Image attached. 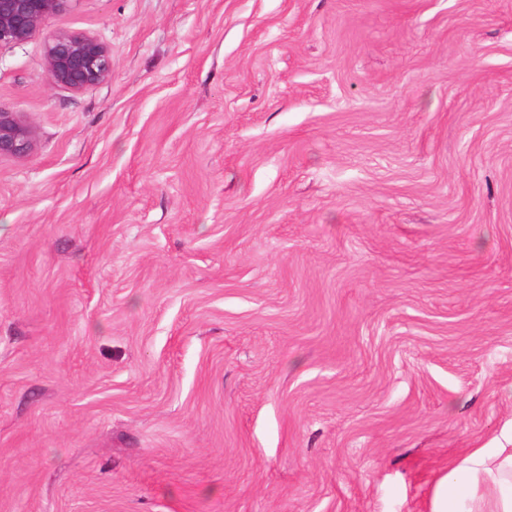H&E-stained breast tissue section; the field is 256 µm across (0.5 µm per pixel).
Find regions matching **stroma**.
I'll use <instances>...</instances> for the list:
<instances>
[{
	"mask_svg": "<svg viewBox=\"0 0 512 512\" xmlns=\"http://www.w3.org/2000/svg\"><path fill=\"white\" fill-rule=\"evenodd\" d=\"M0 107V512H432L512 446V0H75ZM44 67L52 84L80 91L112 78V53L97 37L60 30L46 36ZM33 148V134L14 112L0 107V157L22 156Z\"/></svg>",
	"mask_w": 512,
	"mask_h": 512,
	"instance_id": "35a3bbf8",
	"label": "stroma"
}]
</instances>
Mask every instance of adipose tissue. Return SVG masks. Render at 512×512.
Segmentation results:
<instances>
[{
    "label": "adipose tissue",
    "mask_w": 512,
    "mask_h": 512,
    "mask_svg": "<svg viewBox=\"0 0 512 512\" xmlns=\"http://www.w3.org/2000/svg\"><path fill=\"white\" fill-rule=\"evenodd\" d=\"M433 512H512V448H476L449 468Z\"/></svg>",
    "instance_id": "1"
}]
</instances>
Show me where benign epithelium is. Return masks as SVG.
<instances>
[{
    "label": "benign epithelium",
    "instance_id": "1",
    "mask_svg": "<svg viewBox=\"0 0 512 512\" xmlns=\"http://www.w3.org/2000/svg\"><path fill=\"white\" fill-rule=\"evenodd\" d=\"M74 0H0V46L20 45L43 30ZM44 67L52 84L80 91L112 79V53L97 37L60 30L46 36ZM33 148V134L14 112L0 108V157L22 156Z\"/></svg>",
    "mask_w": 512,
    "mask_h": 512
}]
</instances>
